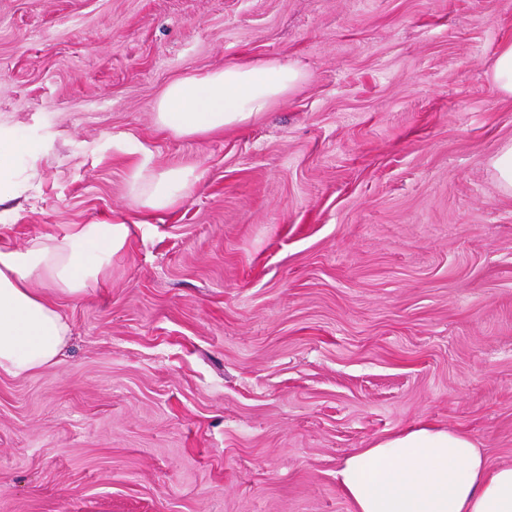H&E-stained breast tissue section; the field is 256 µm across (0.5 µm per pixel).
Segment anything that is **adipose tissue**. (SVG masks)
Returning a JSON list of instances; mask_svg holds the SVG:
<instances>
[{"instance_id": "ef3b65f1", "label": "adipose tissue", "mask_w": 512, "mask_h": 512, "mask_svg": "<svg viewBox=\"0 0 512 512\" xmlns=\"http://www.w3.org/2000/svg\"><path fill=\"white\" fill-rule=\"evenodd\" d=\"M306 79L290 62L227 65L169 85L155 119L177 135L220 133L251 122ZM195 181L188 168L137 165L128 195L143 209L166 211L188 197ZM132 236L126 224H73L24 249L0 244L1 372L22 376L59 363L70 327L43 285L84 293L107 275ZM336 479L352 512H512V465H490L472 437L429 424L356 449Z\"/></svg>"}]
</instances>
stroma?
Here are the masks:
<instances>
[{
    "mask_svg": "<svg viewBox=\"0 0 512 512\" xmlns=\"http://www.w3.org/2000/svg\"><path fill=\"white\" fill-rule=\"evenodd\" d=\"M512 0H0V201L23 247L134 224L58 365L0 372V512H351L343 459L414 423L512 464V195L487 75ZM287 60L306 83L191 138L187 75ZM192 167L174 209L133 163ZM26 151L27 147L21 140L0 134V199L11 192L10 182L2 175L9 173ZM499 187L506 193H512V143L502 146L491 158ZM195 181L192 169L171 167L155 171L135 165L128 181V195L134 204L143 209L166 211L188 197Z\"/></svg>",
    "mask_w": 512,
    "mask_h": 512,
    "instance_id": "1",
    "label": "stroma"
}]
</instances>
